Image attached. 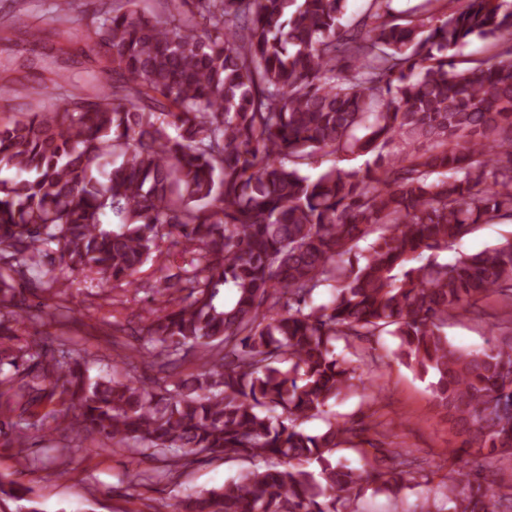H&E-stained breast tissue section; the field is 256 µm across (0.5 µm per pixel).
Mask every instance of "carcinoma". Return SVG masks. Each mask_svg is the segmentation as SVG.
Listing matches in <instances>:
<instances>
[{
	"instance_id": "carcinoma-1",
	"label": "carcinoma",
	"mask_w": 512,
	"mask_h": 512,
	"mask_svg": "<svg viewBox=\"0 0 512 512\" xmlns=\"http://www.w3.org/2000/svg\"><path fill=\"white\" fill-rule=\"evenodd\" d=\"M164 2V19L116 0L65 31L105 89L80 87L63 52L27 59L63 93L0 124V436L57 402L55 430L171 472L203 451L249 462L176 512H341L366 485L429 482L409 452L384 470L336 461L367 451L365 428L326 417L357 387L331 347L386 333L431 378L460 442L448 454L511 457L512 325L479 350L446 328L481 297L512 299V239L454 251L472 225L512 221V0H421L404 17L368 0L346 24L348 0ZM471 37L501 48L459 71ZM323 155L365 168L308 174ZM167 241L192 259L159 277L163 306L132 332L152 385L93 377L65 343L20 334L55 321L25 293L75 271L130 286ZM314 418L324 432L303 428ZM0 499L41 512L3 477ZM420 512H512V495L451 471Z\"/></svg>"
}]
</instances>
